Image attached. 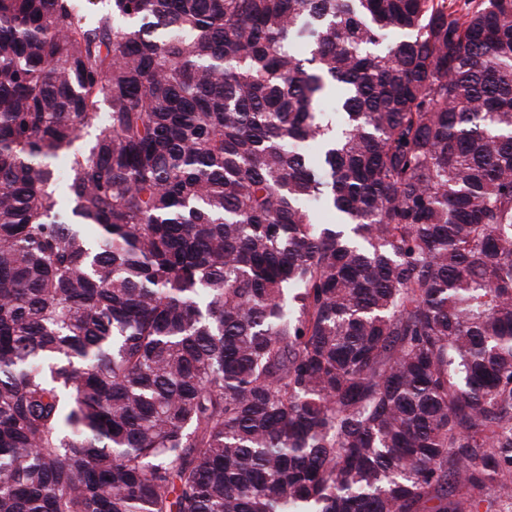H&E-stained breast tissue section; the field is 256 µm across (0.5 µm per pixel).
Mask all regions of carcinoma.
Returning <instances> with one entry per match:
<instances>
[{"label": "carcinoma", "mask_w": 512, "mask_h": 512, "mask_svg": "<svg viewBox=\"0 0 512 512\" xmlns=\"http://www.w3.org/2000/svg\"><path fill=\"white\" fill-rule=\"evenodd\" d=\"M511 479L512 0H0V512Z\"/></svg>", "instance_id": "carcinoma-1"}]
</instances>
